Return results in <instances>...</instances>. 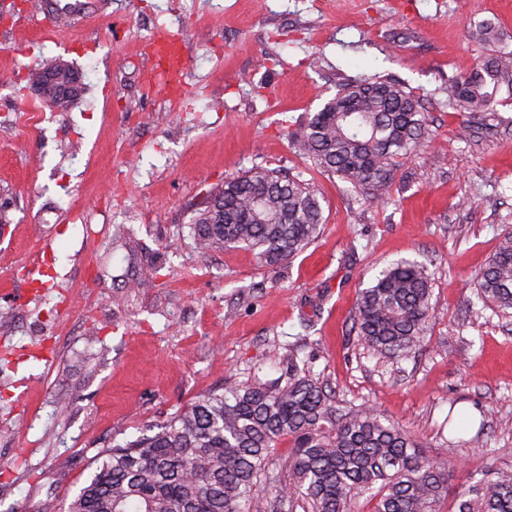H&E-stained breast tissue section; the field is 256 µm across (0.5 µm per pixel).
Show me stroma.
Instances as JSON below:
<instances>
[{
  "instance_id": "35a3bbf8",
  "label": "stroma",
  "mask_w": 512,
  "mask_h": 512,
  "mask_svg": "<svg viewBox=\"0 0 512 512\" xmlns=\"http://www.w3.org/2000/svg\"><path fill=\"white\" fill-rule=\"evenodd\" d=\"M45 2L0 0V289L52 248L43 287L0 296V512H62L102 450L201 393L287 377L301 331L300 358L337 398L380 410L455 482L490 449L512 455L495 423L512 418V323L470 307L512 230V104L465 140L443 104L488 54L472 23L511 38L512 0H84L59 31ZM59 60L87 87L65 112L27 84ZM373 74L423 95L431 129L374 203L306 169L286 137ZM255 167L302 172L323 208L318 240L279 269L243 248L199 252L191 234L205 195ZM404 258L434 263L433 318L414 357L381 366L349 312ZM452 417L487 447L449 451Z\"/></svg>"
}]
</instances>
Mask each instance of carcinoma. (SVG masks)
Here are the masks:
<instances>
[{"mask_svg":"<svg viewBox=\"0 0 512 512\" xmlns=\"http://www.w3.org/2000/svg\"><path fill=\"white\" fill-rule=\"evenodd\" d=\"M472 34L498 44L468 75L448 81L445 104L460 112L458 137L488 126L497 104L512 100V50L488 23ZM423 98L374 74L340 85L320 111L288 131L293 153L377 200L389 196L397 158L429 136ZM323 209L313 187L282 169L255 167L224 181L193 213L202 251L245 247L267 266L291 261L319 237ZM430 266L401 260L359 291L351 331L372 358L398 362L422 346L430 320ZM476 315L512 319V230L479 272ZM286 380L256 377L203 393L143 434L101 451L67 512H512V460L454 487L450 469L417 449L411 435L365 403L343 405L288 345ZM288 456L274 460L278 441ZM273 483L271 495L257 493Z\"/></svg>","mask_w":512,"mask_h":512,"instance_id":"1","label":"carcinoma"}]
</instances>
